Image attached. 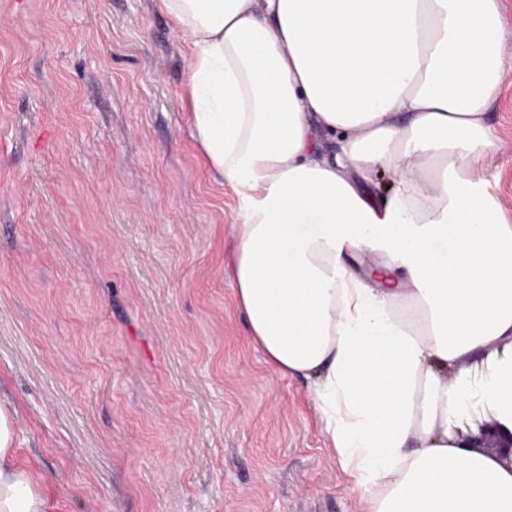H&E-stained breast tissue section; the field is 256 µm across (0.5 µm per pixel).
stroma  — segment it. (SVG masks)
Segmentation results:
<instances>
[{
  "mask_svg": "<svg viewBox=\"0 0 512 512\" xmlns=\"http://www.w3.org/2000/svg\"><path fill=\"white\" fill-rule=\"evenodd\" d=\"M158 0H0V402L55 512H364L233 291ZM487 124L512 225V69Z\"/></svg>",
  "mask_w": 512,
  "mask_h": 512,
  "instance_id": "35a3bbf8",
  "label": "stroma"
}]
</instances>
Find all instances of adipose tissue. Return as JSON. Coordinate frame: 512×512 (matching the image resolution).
Instances as JSON below:
<instances>
[{
    "label": "adipose tissue",
    "instance_id": "obj_1",
    "mask_svg": "<svg viewBox=\"0 0 512 512\" xmlns=\"http://www.w3.org/2000/svg\"><path fill=\"white\" fill-rule=\"evenodd\" d=\"M158 5L235 193L236 302L271 368L311 380L365 512H512V467L456 433L479 407L512 429V225L486 180L499 0ZM53 509L0 407V512ZM387 185H390V188H387ZM394 187L395 182L386 174L374 183L365 185L361 191L366 202L374 206L379 204L385 196H388Z\"/></svg>",
    "mask_w": 512,
    "mask_h": 512
}]
</instances>
